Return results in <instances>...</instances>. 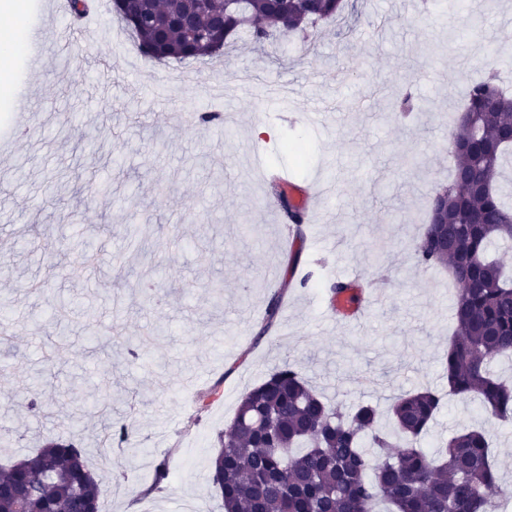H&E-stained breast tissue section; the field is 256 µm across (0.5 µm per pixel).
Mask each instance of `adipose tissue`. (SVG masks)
Wrapping results in <instances>:
<instances>
[{"label": "adipose tissue", "mask_w": 512, "mask_h": 512, "mask_svg": "<svg viewBox=\"0 0 512 512\" xmlns=\"http://www.w3.org/2000/svg\"><path fill=\"white\" fill-rule=\"evenodd\" d=\"M0 13L13 20L11 29L0 34V92L14 100L24 91L25 80L18 76L13 61L31 50V37L36 29L31 24L25 0H0Z\"/></svg>", "instance_id": "adipose-tissue-1"}]
</instances>
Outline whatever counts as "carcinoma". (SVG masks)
Listing matches in <instances>:
<instances>
[{
    "label": "carcinoma",
    "mask_w": 512,
    "mask_h": 512,
    "mask_svg": "<svg viewBox=\"0 0 512 512\" xmlns=\"http://www.w3.org/2000/svg\"><path fill=\"white\" fill-rule=\"evenodd\" d=\"M199 36L187 39L177 25L188 9ZM347 0H248L246 12L224 0H113V11L131 30L140 53L157 62L219 56L239 41L275 50L293 33L337 23ZM169 22H155L159 14ZM512 94L499 70L467 89L450 151L453 178L427 198L426 216L448 214L447 243L435 246L423 225L417 264L448 269L458 289L453 299L454 338L442 361L449 392L479 403L502 421L512 420V382L492 371L512 356V273L490 252L512 241V204L499 186L512 141ZM281 305L274 294L255 341L272 326ZM445 406L442 394L424 389L395 397L388 414L406 438L392 442L377 409L360 403L345 412L310 386L293 364L246 391L229 428L219 434L210 480L224 512H373L376 501L395 512H496L498 470L486 434L455 432L429 453L414 445ZM112 443L131 447L125 423L109 427ZM99 512L100 492L85 452L71 439H49L37 452L0 467V512Z\"/></svg>",
    "instance_id": "1"
}]
</instances>
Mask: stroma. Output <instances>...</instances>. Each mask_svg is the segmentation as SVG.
<instances>
[{
  "label": "stroma",
  "instance_id": "obj_1",
  "mask_svg": "<svg viewBox=\"0 0 512 512\" xmlns=\"http://www.w3.org/2000/svg\"><path fill=\"white\" fill-rule=\"evenodd\" d=\"M88 23L33 0L43 67L27 73L35 107L0 105V464L51 436L74 438L100 488L101 512H224L211 481L218 435L243 393L285 363L333 404L447 391L452 339L447 272L423 268L415 246L426 199L447 183L448 132L469 85L491 59L512 61V0H439L398 14L391 0H350L340 24L278 54L240 46L191 62L141 56L112 12ZM461 39L437 57L428 46ZM412 85L417 109L394 110ZM327 101L320 130L308 95ZM223 113L226 125L182 128L177 113ZM266 126V135L253 134ZM296 182L333 180L322 223L295 224L252 162ZM303 239L299 256L284 251ZM311 273L284 288L264 339L268 269ZM358 274L369 316L333 323L327 289ZM224 286L221 299L209 287ZM66 304L62 324L51 314ZM219 393L206 409L196 398ZM45 405L27 408L30 388ZM132 425L137 453L104 447L110 423ZM477 426L512 490V422L452 396L420 447ZM170 474L154 489L155 467Z\"/></svg>",
  "mask_w": 512,
  "mask_h": 512
}]
</instances>
